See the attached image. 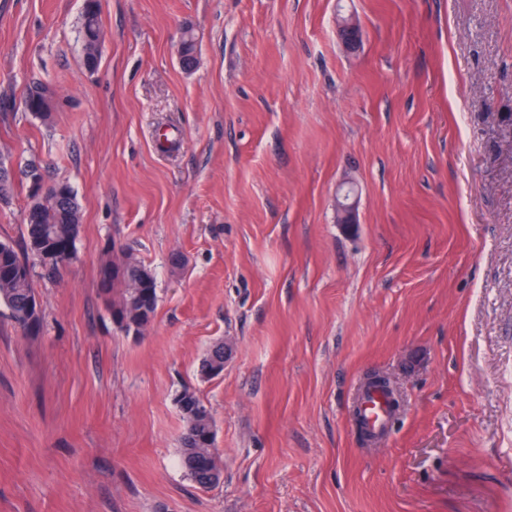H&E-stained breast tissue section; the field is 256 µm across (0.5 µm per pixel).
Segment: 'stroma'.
Instances as JSON below:
<instances>
[{
	"instance_id": "35a3bbf8",
	"label": "stroma",
	"mask_w": 512,
	"mask_h": 512,
	"mask_svg": "<svg viewBox=\"0 0 512 512\" xmlns=\"http://www.w3.org/2000/svg\"><path fill=\"white\" fill-rule=\"evenodd\" d=\"M83 11L0 0V242L29 168L81 209L74 261L32 268L39 329L0 304V512H512V0H100L93 70ZM111 241L156 277L144 335L99 292ZM372 372L398 410L368 440ZM185 389L212 489L179 463ZM53 91L49 86L40 85L31 89L23 98L22 105L27 112H32L44 120L50 118V101ZM179 410L185 426L180 440V464L187 476L200 488H210L221 482L223 474L214 473V458L223 464L213 443L211 410L194 391L185 389L178 394Z\"/></svg>"
}]
</instances>
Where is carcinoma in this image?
<instances>
[{
	"instance_id": "carcinoma-1",
	"label": "carcinoma",
	"mask_w": 512,
	"mask_h": 512,
	"mask_svg": "<svg viewBox=\"0 0 512 512\" xmlns=\"http://www.w3.org/2000/svg\"><path fill=\"white\" fill-rule=\"evenodd\" d=\"M83 39L84 61L91 69L97 65L102 45L99 0H86ZM180 59L187 67L196 60V40L190 31L182 40ZM52 96L50 87L37 86L24 96L23 108L47 120ZM63 188L64 194L52 203L29 208L26 254H20L9 243L0 242V304L7 307L10 318L25 330L40 326V304L31 285L29 258H36L55 243L79 235L81 217L76 195L68 184H63ZM98 285L112 320L120 329L127 333L138 331L153 319L158 302L156 280L152 271L133 254L127 253L119 261L105 260L99 269ZM217 364H224L222 343L212 346L202 360L201 376L213 378L212 371ZM178 404L185 421L180 440V464L198 487L216 486L222 475L214 472L211 410L189 389L178 394Z\"/></svg>"
}]
</instances>
